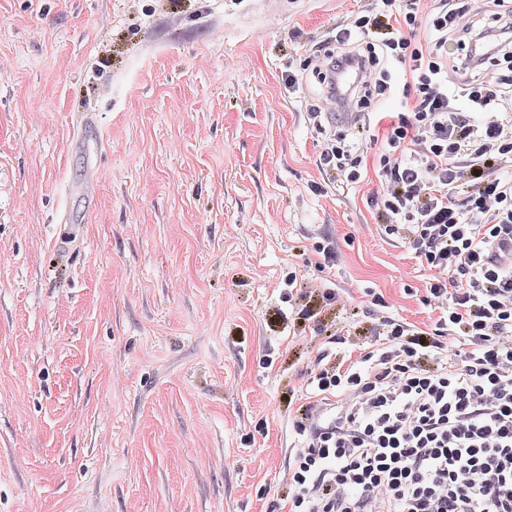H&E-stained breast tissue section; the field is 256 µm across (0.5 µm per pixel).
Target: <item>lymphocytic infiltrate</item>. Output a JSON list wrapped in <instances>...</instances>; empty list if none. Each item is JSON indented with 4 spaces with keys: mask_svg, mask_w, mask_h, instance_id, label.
<instances>
[{
    "mask_svg": "<svg viewBox=\"0 0 512 512\" xmlns=\"http://www.w3.org/2000/svg\"><path fill=\"white\" fill-rule=\"evenodd\" d=\"M421 2L382 0L319 56L326 100L347 94L363 111L319 164L358 183L361 136L381 124L378 214L432 271L436 317L388 319L371 346L322 355L295 422L306 442L287 512H512V251L496 248L512 240V78L498 72L512 14L467 24L472 0H439L423 22ZM354 67L348 92L336 74ZM387 98L396 111H367Z\"/></svg>",
    "mask_w": 512,
    "mask_h": 512,
    "instance_id": "f902f5d3",
    "label": "lymphocytic infiltrate"
}]
</instances>
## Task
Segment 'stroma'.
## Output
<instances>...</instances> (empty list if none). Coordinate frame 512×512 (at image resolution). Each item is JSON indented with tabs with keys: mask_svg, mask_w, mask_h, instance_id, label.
Listing matches in <instances>:
<instances>
[{
	"mask_svg": "<svg viewBox=\"0 0 512 512\" xmlns=\"http://www.w3.org/2000/svg\"><path fill=\"white\" fill-rule=\"evenodd\" d=\"M370 2L0 0V512H281L320 356L428 321L377 179L318 167L307 118Z\"/></svg>",
	"mask_w": 512,
	"mask_h": 512,
	"instance_id": "1",
	"label": "stroma"
}]
</instances>
